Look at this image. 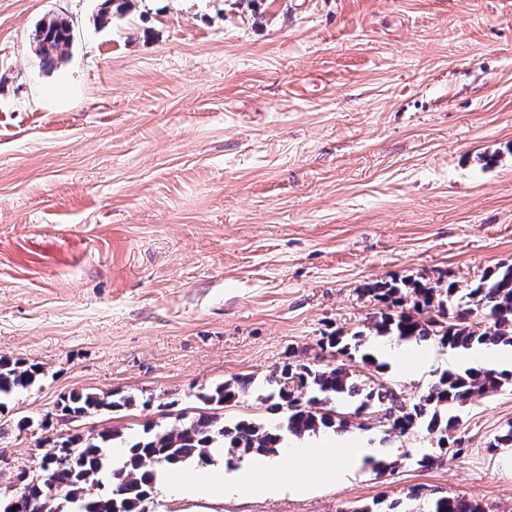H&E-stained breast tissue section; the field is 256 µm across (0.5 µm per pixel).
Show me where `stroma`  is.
<instances>
[{
  "label": "stroma",
  "mask_w": 512,
  "mask_h": 512,
  "mask_svg": "<svg viewBox=\"0 0 512 512\" xmlns=\"http://www.w3.org/2000/svg\"><path fill=\"white\" fill-rule=\"evenodd\" d=\"M0 0V355L40 364L0 416V495L47 434H124L194 416L198 396L285 363L342 364L415 401L419 376L321 349L363 330L361 290L467 287L512 262V0ZM67 18L56 68L36 27ZM136 403L63 423L73 392ZM27 417L31 428L17 429ZM512 391L460 412L447 449L416 428L353 429L389 470L222 512H351L414 488L512 512L492 442ZM433 455L428 466L417 460ZM157 485L146 512H211Z\"/></svg>",
  "instance_id": "35a3bbf8"
}]
</instances>
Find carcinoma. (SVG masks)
<instances>
[{
	"mask_svg": "<svg viewBox=\"0 0 512 512\" xmlns=\"http://www.w3.org/2000/svg\"><path fill=\"white\" fill-rule=\"evenodd\" d=\"M73 41V29L64 18L41 22L35 30V51L43 64L52 67ZM365 292L382 305L371 329L377 336L417 343L434 340L450 349L481 346H512V263H502L472 285L461 288L441 279L432 284L420 279L377 280ZM491 321L478 327L472 315ZM366 333L359 330L347 336L334 331L321 339L340 355L359 351ZM37 363L13 360L0 355V413L16 395L29 390L41 379ZM278 389L265 392L251 377H240L219 384L199 399L210 411L169 428L149 427L126 438L115 428H104L87 435L62 434L42 441L40 474L25 470L16 474L31 512H63L56 505L58 496L72 512H145V503L156 489V468L175 466L188 460L212 461L211 450L224 449L229 462L253 453L275 455L283 436L296 438L321 431L343 432L352 426L350 417L364 411L384 414L382 426L406 433L422 424L430 433H439V442L448 441V428L458 424L459 408L488 394L512 387V370L467 367L440 374L417 402H409L390 387L355 379L343 365L315 367L306 363L287 364L281 372ZM364 395L349 410L348 399ZM253 397L271 411H284L277 427L254 419L224 420V407ZM135 400L119 393H71L57 403L59 416L71 422L100 412H116L133 406ZM111 448H123L122 465L108 463ZM108 482L110 490L89 495V486ZM423 492L410 491L404 500L389 505L386 512H485L477 501L463 495H441L415 508L412 502Z\"/></svg>",
	"mask_w": 512,
	"mask_h": 512,
	"instance_id": "carcinoma-1",
	"label": "carcinoma"
}]
</instances>
